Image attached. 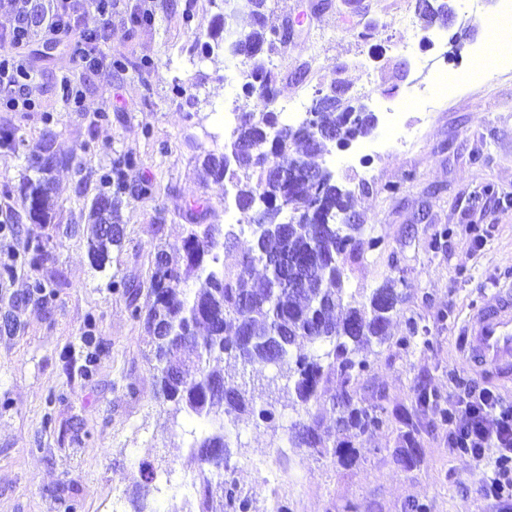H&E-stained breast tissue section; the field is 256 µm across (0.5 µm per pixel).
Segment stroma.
I'll list each match as a JSON object with an SVG mask.
<instances>
[{
  "label": "stroma",
  "mask_w": 512,
  "mask_h": 512,
  "mask_svg": "<svg viewBox=\"0 0 512 512\" xmlns=\"http://www.w3.org/2000/svg\"><path fill=\"white\" fill-rule=\"evenodd\" d=\"M450 4L448 44L430 50L422 39L435 30L417 19L416 0H270L274 21L291 31L272 56L276 101L297 106L335 85L378 114L413 86H426L427 95L396 115L413 131L414 145L387 143L379 126L361 140L370 151L364 161L334 147L320 159L351 190L363 237L383 241L349 266V292L366 295L392 280L403 297L388 340L373 345L371 369L357 385L358 400L385 406L391 422L365 434L358 463L343 467L332 456L292 447L288 428L301 408L288 395H279L272 423L225 421L229 465L255 512H274L279 504L288 512H411L415 503L427 512H512L484 498L471 461L450 453L448 428L432 414L421 417L419 463L407 469L398 460L406 445L399 414L416 409L421 387L445 398L457 380L474 378L457 338L484 301L512 290V58L453 92L434 86L438 69L470 68L499 10V0ZM143 12L153 14V25L133 27L132 16ZM215 14L210 0H112V39L102 53L116 65L82 78L81 112L63 111L58 99L61 78L73 73L62 42L39 27L23 49L52 118L0 112V126L19 127L25 139L17 151L0 150V186L11 189L0 193V259L15 253L17 267L15 276L0 278V512H64L62 487L74 493L77 512H132L137 493L153 512L196 500L190 442L206 425L171 416L169 404L156 398L143 325L110 282L116 275L139 282L137 302L147 305L153 247L172 245L170 257L178 259L179 214L196 198L206 199L215 223L231 226L237 237L220 256L225 266L236 264L250 238L248 216L226 206L223 185L201 186L197 175V155L227 143L224 114L241 98L223 59L194 62L188 55L195 38H207ZM392 40L398 49L369 65L375 49ZM370 78L373 89L362 95ZM176 83L182 95L172 93ZM107 104L108 120L93 122V111ZM47 133L57 154L81 155L82 165L54 172L59 223L33 224L18 188L28 151ZM123 154L136 159L129 179L152 181L157 191L128 199L122 250L99 272L87 257L84 218L102 175ZM389 183L399 191L386 192ZM443 228L447 238L437 239ZM46 237L54 244L53 267L25 263L28 246ZM57 271L65 287L55 286ZM37 279L49 301L32 294ZM411 318L428 327L431 343L404 351L395 341ZM91 337L97 350L87 345ZM91 352L96 362L87 377L82 368ZM143 461L154 466L156 480H141Z\"/></svg>",
  "instance_id": "1"
}]
</instances>
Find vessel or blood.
I'll return each instance as SVG.
<instances>
[{"label":"vessel or blood","instance_id":"vessel-or-blood-1","mask_svg":"<svg viewBox=\"0 0 512 512\" xmlns=\"http://www.w3.org/2000/svg\"><path fill=\"white\" fill-rule=\"evenodd\" d=\"M470 366L481 375L494 373L501 385L512 384V294L487 302L472 317L460 342Z\"/></svg>","mask_w":512,"mask_h":512}]
</instances>
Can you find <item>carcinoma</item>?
<instances>
[{"label":"carcinoma","instance_id":"carcinoma-1","mask_svg":"<svg viewBox=\"0 0 512 512\" xmlns=\"http://www.w3.org/2000/svg\"><path fill=\"white\" fill-rule=\"evenodd\" d=\"M215 27L204 42L195 41L189 53L197 58L222 57L234 66H245L242 92L249 95L255 83L264 85L267 98L276 94V77L266 58L287 41L288 26L270 20L267 0H219ZM419 13L431 26L440 20L439 7L418 0ZM246 12L251 30L240 32L236 22ZM332 97H318L312 110L317 127L289 124L273 111L242 112L229 143L209 149L197 157L202 180L231 183L234 202L261 197L268 202L259 222L251 224V239L241 251L236 267L219 266V253L232 241V232L208 222L211 210L201 198L188 203L180 213L184 221L179 249L182 263L174 264L164 247L156 248L148 267L151 304H136L137 292L130 280L112 279V288L129 294L132 319L145 325L152 346L156 371V394L172 403L173 415L182 412L219 428L196 439L192 458L196 464L198 512H252V499L237 489L229 468L231 450L224 434V417L234 420L250 415L265 423L273 421V403L259 402L247 378L249 369L272 363L286 380L288 395L300 403L304 415L289 428V441L325 456L329 453L348 466L357 461L354 443L367 432L383 428L389 419L380 406H362L356 399L360 378L369 371L367 353L373 342L382 343L400 294L389 282L369 295L345 297V265L364 258L382 245L378 237L363 238L355 224L325 222L331 211H353L351 192L335 182L319 178L324 170L312 159L324 154L337 132L347 140L364 137L373 129L367 117L354 115L355 107L343 105L340 89ZM24 139L18 128L0 127V148L13 149ZM74 157H59L52 138H42L28 159L20 186L21 206L34 224L55 223L53 173L71 165ZM276 165L288 178L271 176ZM135 166L131 155L112 162L103 177L110 190L98 193L86 215L91 224L88 257L98 271L106 270L111 253L122 248L124 228L121 206L126 196L141 198L154 191L149 182L133 184L127 170ZM312 173L305 180L300 168ZM297 195V205L284 207L288 193ZM112 234L104 233V226ZM53 245L41 242L28 249V262L43 267L53 262ZM260 265L262 278L252 272ZM203 286L191 290V279ZM325 343L323 354L306 353L303 347ZM215 355L233 359L242 366L238 376L210 370L207 362ZM334 385L331 404L336 418L329 427L311 411L320 404L328 384ZM400 422L410 448L401 452L407 468L419 462L413 433L420 420L404 413ZM225 478L223 501L214 506L213 471Z\"/></svg>","mask_w":512,"mask_h":512}]
</instances>
